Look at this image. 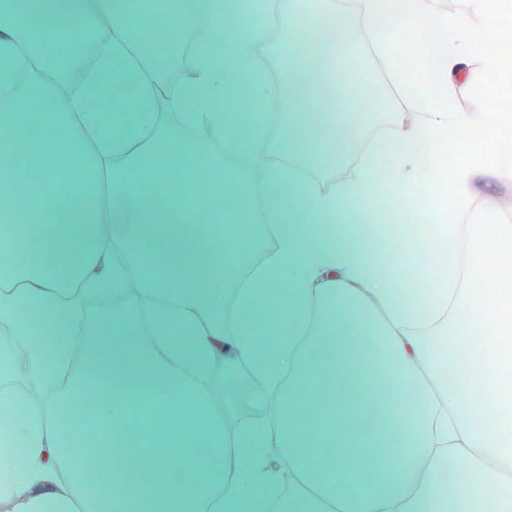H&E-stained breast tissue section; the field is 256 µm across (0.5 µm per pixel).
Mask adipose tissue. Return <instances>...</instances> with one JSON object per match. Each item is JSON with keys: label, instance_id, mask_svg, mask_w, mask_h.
Masks as SVG:
<instances>
[{"label": "adipose tissue", "instance_id": "ef3b65f1", "mask_svg": "<svg viewBox=\"0 0 512 512\" xmlns=\"http://www.w3.org/2000/svg\"><path fill=\"white\" fill-rule=\"evenodd\" d=\"M496 2L479 0V23L434 0H398V14L447 33L435 65L420 42L391 32L388 0L347 9L314 0L309 11L301 0H268L272 20L290 12L297 30L360 42L387 78L381 90L338 80L356 60L323 45L271 74L261 58L269 26L247 15L224 24L238 0H168L175 20L160 40L155 0H143L139 27L116 28L111 51L95 54L85 74L94 80L120 62L139 69L134 104L146 143L136 150L104 135L85 92L19 79L32 65L85 59L101 20L128 14L129 0H0V87L15 91L0 101V122L12 129L0 138V325L40 390L6 398L23 445L16 480L0 488L14 512H262L283 475L269 468L273 455L291 481L279 512H512V437L500 429L501 409L512 407V224L471 214L503 172V119L458 106L477 73L502 67L486 49ZM407 52L409 73L399 63ZM181 55L190 79L165 82ZM239 93L279 103L275 121L215 109ZM367 95L374 111L392 113L390 133L353 177L324 184L312 171L335 166L367 129L373 111L357 104ZM474 126L484 149L458 153L453 134ZM196 127L211 139L184 137ZM253 155L271 159L257 184ZM178 169L190 185L158 177ZM383 172L388 203L411 197L446 217L447 286L417 290L404 275L430 240L382 268L369 236L341 231L369 210ZM445 177L448 197H433ZM248 224L276 244L244 284L256 242ZM190 251L199 265L185 262ZM465 276L486 287L487 351L500 363L491 385L468 354ZM134 280L142 299L127 293ZM88 295L101 301L76 361L64 336ZM219 361L261 379L270 410L229 437ZM379 382L388 401L373 393ZM103 386L111 397L88 402ZM321 391L322 414L307 405ZM174 400L183 406L176 418ZM377 441L402 449L397 468L380 469ZM354 456L365 479L348 493L340 477Z\"/></svg>", "mask_w": 512, "mask_h": 512}]
</instances>
